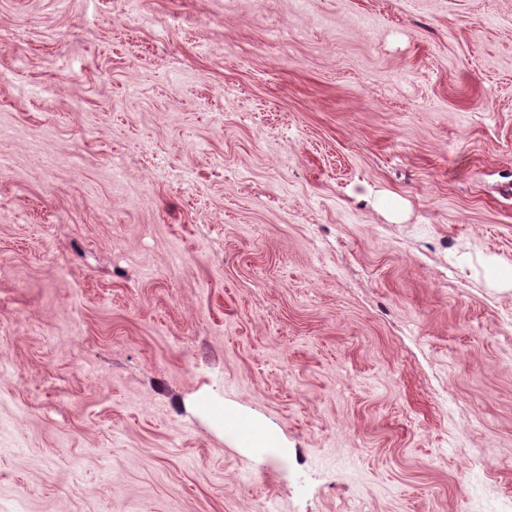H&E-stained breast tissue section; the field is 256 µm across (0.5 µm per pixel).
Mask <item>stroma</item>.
Listing matches in <instances>:
<instances>
[{
    "label": "stroma",
    "instance_id": "stroma-1",
    "mask_svg": "<svg viewBox=\"0 0 512 512\" xmlns=\"http://www.w3.org/2000/svg\"><path fill=\"white\" fill-rule=\"evenodd\" d=\"M511 500L512 0H0V512Z\"/></svg>",
    "mask_w": 512,
    "mask_h": 512
}]
</instances>
